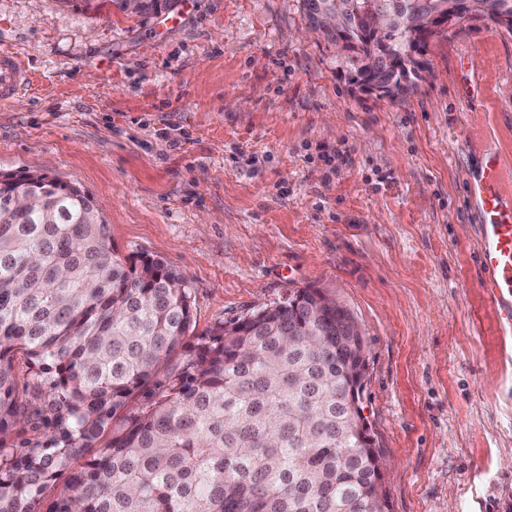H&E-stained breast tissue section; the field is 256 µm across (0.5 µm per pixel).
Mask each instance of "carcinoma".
<instances>
[{"instance_id": "cac0c4a2", "label": "carcinoma", "mask_w": 512, "mask_h": 512, "mask_svg": "<svg viewBox=\"0 0 512 512\" xmlns=\"http://www.w3.org/2000/svg\"><path fill=\"white\" fill-rule=\"evenodd\" d=\"M107 2L130 16L163 4ZM450 2L457 24L487 9L512 22V0H341L333 30L316 25L328 0L300 7L344 42L354 80L393 85L394 98L428 65L427 40L448 32L437 13ZM381 8L413 24L372 33L366 17ZM12 176L29 203L0 189V512H389L381 449L362 443L346 401L363 339L336 327L321 289L221 324L174 362L193 327L185 277L119 256L76 183ZM32 394L48 399L40 436L17 445Z\"/></svg>"}]
</instances>
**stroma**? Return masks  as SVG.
<instances>
[{"instance_id": "obj_1", "label": "stroma", "mask_w": 512, "mask_h": 512, "mask_svg": "<svg viewBox=\"0 0 512 512\" xmlns=\"http://www.w3.org/2000/svg\"><path fill=\"white\" fill-rule=\"evenodd\" d=\"M0 0L30 82L0 103V174L80 185L120 255L191 289L195 345L312 286L361 325L391 512L512 504V332L477 263L469 183L512 193V34L449 28L403 97L360 91L299 0ZM105 2H109L111 5L115 3L120 11L130 16H143L158 13L159 10L162 9V4L164 3L163 8L166 4V1L162 0H139L135 6L132 7L130 0H105Z\"/></svg>"}]
</instances>
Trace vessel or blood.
<instances>
[{"label":"vessel or blood","instance_id":"vessel-or-blood-1","mask_svg":"<svg viewBox=\"0 0 512 512\" xmlns=\"http://www.w3.org/2000/svg\"><path fill=\"white\" fill-rule=\"evenodd\" d=\"M28 81L23 61L15 51L0 48V101L18 95ZM482 224L479 263L487 273L486 292L503 325L512 326V203L504 198L501 167L486 155L471 182Z\"/></svg>","mask_w":512,"mask_h":512}]
</instances>
